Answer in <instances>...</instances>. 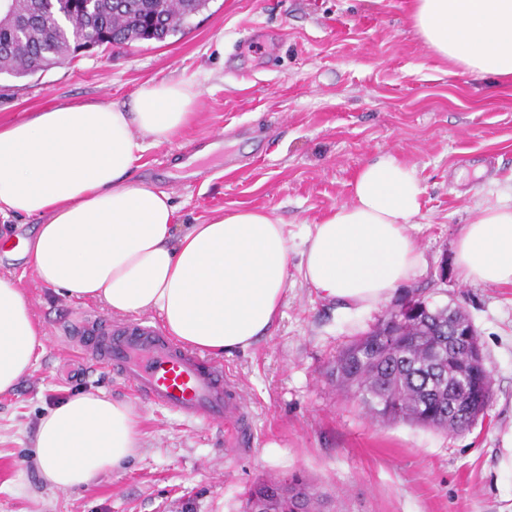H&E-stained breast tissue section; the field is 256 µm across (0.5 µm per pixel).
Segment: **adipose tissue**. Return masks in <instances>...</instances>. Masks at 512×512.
Listing matches in <instances>:
<instances>
[{"mask_svg":"<svg viewBox=\"0 0 512 512\" xmlns=\"http://www.w3.org/2000/svg\"><path fill=\"white\" fill-rule=\"evenodd\" d=\"M411 16L441 58L512 80V0H412ZM201 97L194 82L167 79L126 104L56 105L0 126V216L39 218L15 250L56 293L116 316L156 313L175 341L221 357L247 351L274 323L291 246L262 209L179 223L170 195L136 178L147 144L184 130ZM423 193L415 169L394 156L364 166L351 203L331 207L302 241L303 276L318 296L359 311L408 282L422 261L411 229ZM455 261L468 283L512 285V204L478 210ZM41 346L20 289L0 276V394L29 374ZM139 446L132 406L101 391L58 401L34 442L42 481L60 490L118 472Z\"/></svg>","mask_w":512,"mask_h":512,"instance_id":"ef3b65f1","label":"adipose tissue"}]
</instances>
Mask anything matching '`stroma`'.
Here are the masks:
<instances>
[{"label": "stroma", "mask_w": 512, "mask_h": 512, "mask_svg": "<svg viewBox=\"0 0 512 512\" xmlns=\"http://www.w3.org/2000/svg\"><path fill=\"white\" fill-rule=\"evenodd\" d=\"M202 90L193 122L148 146L138 179L170 194L184 224L259 208L285 224L288 293L266 336L220 360L242 389L248 447L222 425L151 405L71 346L95 301L56 295L23 258L0 249L43 332V353L0 396V512H242L255 481L303 472L339 512H512V286L472 285L455 243L475 210L512 203V85L474 79L417 33L408 0H210L185 34L97 48L41 75L0 77V124L56 104L127 103L148 81ZM383 155L415 167L425 192L412 230L424 263L394 295L346 312L319 299L301 268L302 234L349 203L361 168ZM458 305L477 329L494 379L486 418L451 434L384 425L328 366L405 297ZM134 408L140 446L125 467L69 491L33 461L40 416L77 391Z\"/></svg>", "instance_id": "1"}]
</instances>
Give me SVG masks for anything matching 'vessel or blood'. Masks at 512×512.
Returning a JSON list of instances; mask_svg holds the SVG:
<instances>
[{"mask_svg":"<svg viewBox=\"0 0 512 512\" xmlns=\"http://www.w3.org/2000/svg\"><path fill=\"white\" fill-rule=\"evenodd\" d=\"M73 328L82 354L118 374L140 398L204 424H225L228 446H240L246 405L223 367L203 366L146 321L115 325L87 311Z\"/></svg>","mask_w":512,"mask_h":512,"instance_id":"1","label":"vessel or blood"}]
</instances>
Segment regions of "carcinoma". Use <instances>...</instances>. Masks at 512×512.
I'll use <instances>...</instances> for the list:
<instances>
[{"instance_id": "carcinoma-1", "label": "carcinoma", "mask_w": 512, "mask_h": 512, "mask_svg": "<svg viewBox=\"0 0 512 512\" xmlns=\"http://www.w3.org/2000/svg\"><path fill=\"white\" fill-rule=\"evenodd\" d=\"M25 0L20 9L36 12L19 35L14 16L0 18V75L33 77L76 56L85 45L79 33L104 45L137 41L164 42L185 33L193 16L209 0ZM429 311L414 316L405 304L391 310L368 332L341 350L331 366L336 385L354 391L383 423L409 421L458 434L470 430L472 417L448 414L450 403L465 393L466 352L448 362L440 354L448 346V330L432 303L409 298ZM329 496L300 473L270 478L245 492L243 512H326Z\"/></svg>"}]
</instances>
